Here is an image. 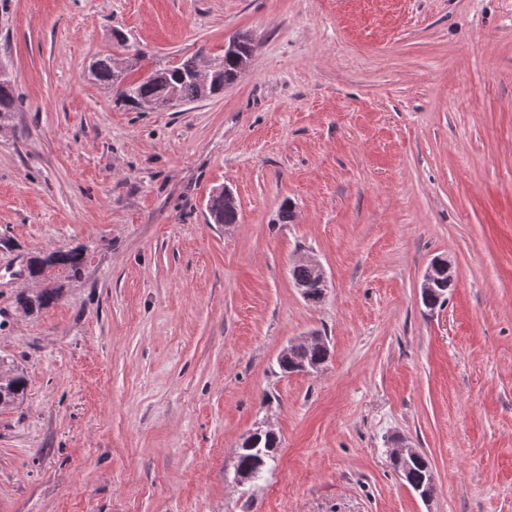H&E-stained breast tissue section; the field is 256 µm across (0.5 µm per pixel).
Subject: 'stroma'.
Returning a JSON list of instances; mask_svg holds the SVG:
<instances>
[{
    "label": "stroma",
    "mask_w": 512,
    "mask_h": 512,
    "mask_svg": "<svg viewBox=\"0 0 512 512\" xmlns=\"http://www.w3.org/2000/svg\"><path fill=\"white\" fill-rule=\"evenodd\" d=\"M247 35L223 94L139 78ZM0 512H512V0H0ZM228 188L234 224L207 223ZM85 254L32 315L26 264ZM328 281L306 301L291 269ZM451 262L443 306L426 268ZM323 336L314 374L289 341ZM281 439L256 489L234 457ZM429 458L423 500L391 464ZM236 50L237 46L233 40L224 43V55L213 59L219 66L217 78L208 86H201L193 79V72L198 66L196 55L187 57L168 68L152 71L147 77L139 80H129L124 85L117 81L114 72L115 59L111 55L98 59L92 66V73L101 84L112 88L116 100L124 106L143 112L140 107L148 103L146 111L157 112L179 106L177 98L182 103L207 99L213 95L215 83L223 87L233 84L238 79L239 73L248 68L251 58L250 55L240 56L237 63L234 58L225 54ZM167 92L173 93L177 98L171 94L162 96ZM158 98V101L152 102ZM18 98L15 95L11 76L0 79V122L9 120L11 112H17ZM298 262H305L314 267V270L318 276L319 285L321 287V294L323 297H325L326 288H327V276H326L325 270H324L323 266L321 265V263L314 256H311V255L301 256L298 259ZM314 270L311 267H309L307 265H302V264L296 265L292 269V272H291L292 279H293V281H296V283L294 284L295 288H297L300 291L302 296L307 295L306 294L307 289L301 283L313 284L317 279V276H316ZM298 282H301V283H298ZM439 265L440 261L434 260L425 271L422 282V288L424 292H427L429 288H433L436 281V269L439 267ZM450 274L451 264L448 261V273L446 270V274L441 275L439 281L434 286L435 290L431 291L428 295L422 294V300L426 306H435L438 304L442 306L447 301L446 294L448 293V290L451 288L453 283L452 277L449 276ZM289 347L278 361V365L282 372L292 373L299 370L303 366L311 367L312 364L324 363L328 358L327 347L322 346H296L291 351ZM24 376L11 365L0 359V407L12 405L24 398Z\"/></svg>",
    "instance_id": "stroma-1"
}]
</instances>
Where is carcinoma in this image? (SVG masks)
Returning a JSON list of instances; mask_svg holds the SVG:
<instances>
[{"label": "carcinoma", "instance_id": "carcinoma-1", "mask_svg": "<svg viewBox=\"0 0 512 512\" xmlns=\"http://www.w3.org/2000/svg\"><path fill=\"white\" fill-rule=\"evenodd\" d=\"M218 65L215 84L230 85L239 77L238 63L235 59L224 54L215 58ZM198 66L196 57L191 56L168 68L151 72L139 80L128 81L124 84L117 81L114 72V58L106 55L98 59L92 66V73L101 84L112 88L116 100L133 110L152 102L167 92L173 93L182 102H193L211 97L214 84L201 86L193 79V72ZM18 110V98L15 95L11 78L0 79V122L8 120L11 113ZM210 218L215 224H235L238 221L237 206L224 202V195L219 193L210 197L207 204ZM84 265V254L79 249L69 251H56L32 260L29 268L31 277L45 284L35 296L23 299L20 307L26 313H31L46 307L59 298L61 285L58 280L48 276V272L55 270L57 274H65L67 278H76L81 274ZM452 286V277L443 275L435 284V290L422 296L427 306L442 305L447 301L446 294ZM328 358V349L322 346H297L288 352V355L278 361L282 372L292 373L304 366L324 363ZM24 376L11 363L0 359V407L12 405L24 398ZM267 456L265 465L258 466L254 462L255 451L239 448L235 456L234 472L250 475L249 485H256L264 479L271 465L276 460L279 447V437L275 434L263 435L258 442ZM409 485H423L429 492H434V485L430 483L431 470L427 458L423 457L412 464L404 474Z\"/></svg>", "mask_w": 512, "mask_h": 512}]
</instances>
